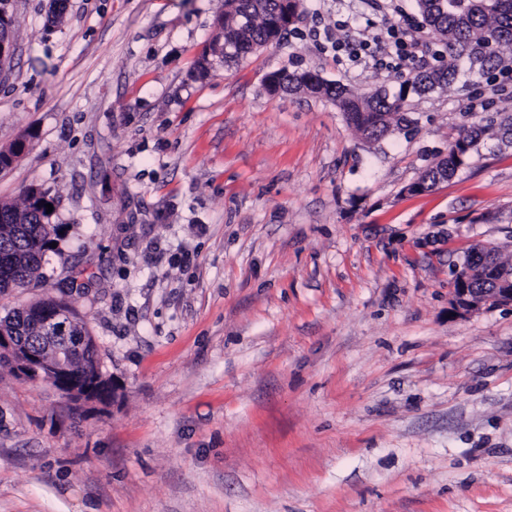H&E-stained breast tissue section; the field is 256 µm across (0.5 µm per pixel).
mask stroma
I'll return each instance as SVG.
<instances>
[{"mask_svg": "<svg viewBox=\"0 0 512 512\" xmlns=\"http://www.w3.org/2000/svg\"><path fill=\"white\" fill-rule=\"evenodd\" d=\"M223 11L16 0L0 151L30 147L0 203L40 188L61 235L0 316L65 294L115 393L0 367V512H512V306L449 305L471 247L512 260V146L409 190L464 125L512 115V84L460 60L369 143L266 78L396 91L420 63L364 70L310 32L385 16L441 50L415 0H300L278 42L198 77Z\"/></svg>", "mask_w": 512, "mask_h": 512, "instance_id": "obj_1", "label": "stroma"}]
</instances>
